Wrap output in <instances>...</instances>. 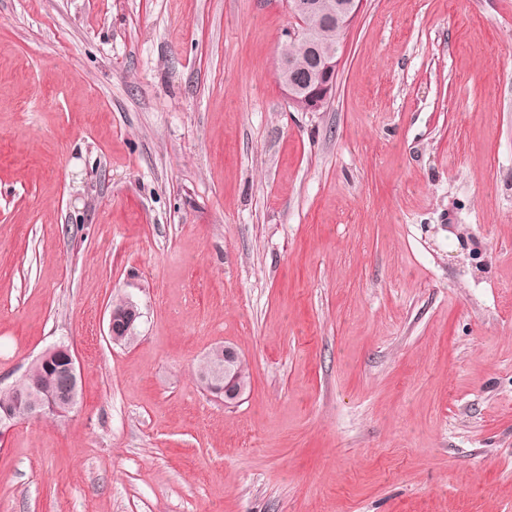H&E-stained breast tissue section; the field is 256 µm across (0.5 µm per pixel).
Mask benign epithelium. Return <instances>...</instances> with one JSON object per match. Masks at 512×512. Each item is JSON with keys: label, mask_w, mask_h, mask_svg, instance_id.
<instances>
[{"label": "benign epithelium", "mask_w": 512, "mask_h": 512, "mask_svg": "<svg viewBox=\"0 0 512 512\" xmlns=\"http://www.w3.org/2000/svg\"><path fill=\"white\" fill-rule=\"evenodd\" d=\"M364 0H340L337 10L331 14L329 23L336 32L345 34L358 16ZM288 11L295 19L296 27L288 33L289 41L283 46L276 68V76L283 86L289 103L301 112H318L330 101L336 89V78L341 63L336 47L312 55L311 66L300 72L294 65L291 54L293 45L298 41L310 39L307 20L315 14L320 4L317 0H287ZM140 312L137 307L123 301L109 307L108 336L119 343L134 334V325ZM211 361L218 362L210 377L206 379L214 398L226 403L235 402L243 395V388L237 379L231 376V367L239 360L235 349L229 346H217L209 352ZM42 364H52L57 368L59 384L47 388L40 382L32 384L27 400L21 405L3 408L0 414V428H9L14 420L41 417L44 415H65L78 401L80 373L77 358L70 347L54 345L45 350L38 358Z\"/></svg>", "instance_id": "1"}]
</instances>
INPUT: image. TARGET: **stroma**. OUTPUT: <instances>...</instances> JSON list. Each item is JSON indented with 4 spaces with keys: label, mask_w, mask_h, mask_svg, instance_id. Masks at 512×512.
<instances>
[{
    "label": "stroma",
    "mask_w": 512,
    "mask_h": 512,
    "mask_svg": "<svg viewBox=\"0 0 512 512\" xmlns=\"http://www.w3.org/2000/svg\"><path fill=\"white\" fill-rule=\"evenodd\" d=\"M293 24L0 0V387L82 376L0 432V512H512V0H364L318 112ZM286 2L297 26L289 31V41L280 52L276 76L294 108L301 112H318L328 104L336 89L341 57L336 46H332L324 53L313 54L310 68L301 73L294 65L291 50L297 41H309L311 30L306 21L315 14L320 4L317 0ZM140 312L137 307L124 300L118 304H112L108 310V336L114 343H120L127 336L133 337L134 325ZM126 338L124 341H127ZM35 361L43 365H54L59 375V384L56 388H47L40 382H33L27 400L22 405L2 408L1 429L11 427L16 419L66 415L67 410H72L77 404L81 376L76 355L71 348L66 345L51 346ZM208 356L211 359V364L214 361H219L220 363L214 367L209 378L205 376L210 390L215 394L210 395L217 400L224 401V403H230V401L235 402L240 399L243 395V388L238 385L235 376L230 375L231 367L239 360V355L236 350L226 345L217 346L209 352ZM234 368L238 369L241 381L244 383L246 391L250 383L248 366L244 363L241 365H235ZM223 381L224 384L221 385V382Z\"/></svg>",
    "instance_id": "stroma-1"
}]
</instances>
